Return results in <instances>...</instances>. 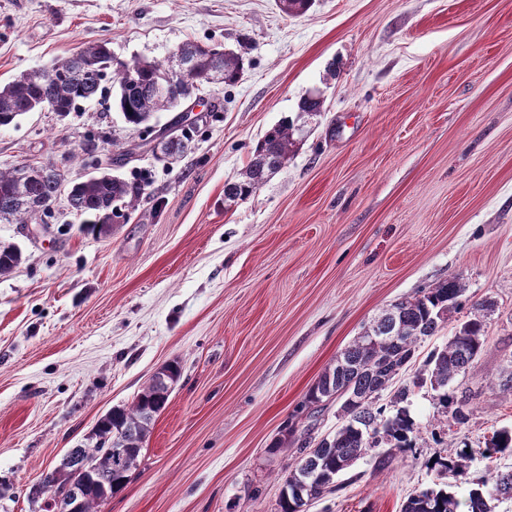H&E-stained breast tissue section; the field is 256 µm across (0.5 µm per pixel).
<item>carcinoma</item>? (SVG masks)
Listing matches in <instances>:
<instances>
[{
    "label": "carcinoma",
    "mask_w": 512,
    "mask_h": 512,
    "mask_svg": "<svg viewBox=\"0 0 512 512\" xmlns=\"http://www.w3.org/2000/svg\"><path fill=\"white\" fill-rule=\"evenodd\" d=\"M313 0H278L286 15L305 13ZM183 61L191 65L189 83L181 89L159 91L164 84L162 63L144 59L122 60L112 54L108 44L89 43L73 55L52 67L33 70L0 84V128L14 123L28 112L48 110L60 114L76 112L81 104L96 99L109 82L115 88V103L125 123L132 129L147 124L158 112H169L177 105L176 94L187 95L202 83H222L233 86L244 72L245 52L226 51L221 44L186 42L176 48ZM323 101L318 96H307L300 104L297 121L286 119L270 129L259 141L252 158L240 176L224 184V202L243 201L260 189L268 178L290 158L304 124L306 115L321 111ZM187 131L175 126L172 138L161 142L169 156L183 153L188 148ZM65 178L52 165L0 169V223L36 224L50 213L48 202L56 197ZM144 187L119 176L101 177L70 183L74 212L83 217V230L95 235H108L112 225L102 215L110 208H134L140 201ZM22 259L13 245H0V275L10 272ZM464 287L453 276L428 288L418 289L388 309L371 324L375 336H389L395 329L402 330V344L387 345L358 337L341 352L346 368L338 364L326 368L308 390L301 405L309 424L298 439L296 461L285 479L280 499V512H305L304 506L332 491L336 476L353 466L374 448L380 452L372 456L376 472L387 469L396 454L413 448L415 422L405 408L399 407L392 415L377 405L381 392L387 390L400 371L410 364L418 340L435 335L448 321V316L461 306ZM485 323L476 316L456 330L454 336L426 362L427 369L416 375L413 384L423 381L437 383L436 400L442 410H451L452 420L464 424L469 417L468 401L456 400L448 394V384L465 372L484 346ZM165 378L153 376L128 407H115L105 415L93 432L95 444L78 447L75 454L95 463L98 484L91 485L86 494L82 512H96L95 506L106 501L99 485L116 489L128 480L136 468L146 438L156 416L166 407L170 391L167 384L180 377L176 362L167 365ZM345 390L361 397L359 403L347 408L343 424L332 435L315 440L313 432L319 417L327 406L336 401V393ZM118 437L127 449L124 461L116 464L106 453L111 439ZM487 458L512 455V432L500 431L493 435L486 448ZM469 457L462 448L450 456H439L429 461V467L438 475L449 477L465 473ZM494 490L505 499H512V471L493 473ZM402 512H492L482 488H473L465 500L440 488L426 489L410 494L402 505Z\"/></svg>",
    "instance_id": "carcinoma-1"
}]
</instances>
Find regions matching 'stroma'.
<instances>
[{"mask_svg":"<svg viewBox=\"0 0 512 512\" xmlns=\"http://www.w3.org/2000/svg\"><path fill=\"white\" fill-rule=\"evenodd\" d=\"M103 39L127 60L195 41L248 62L202 90L177 158L156 139L173 113L131 130L108 91L0 129L2 169L50 164L72 182L109 155L146 188L107 237L62 202L0 223L22 252L0 275V512H42L30 487L174 360L137 467L98 512H279L307 390L383 311L451 276L462 308L397 380L413 451L381 472L361 458L307 512H400L438 484L428 460L460 448L453 491L486 478L491 436L512 431V0H314L300 16L277 0H0V81ZM312 92L323 108L288 162L225 203ZM486 300L484 348L448 385L470 399L457 425L412 381Z\"/></svg>","mask_w":512,"mask_h":512,"instance_id":"obj_1","label":"stroma"}]
</instances>
